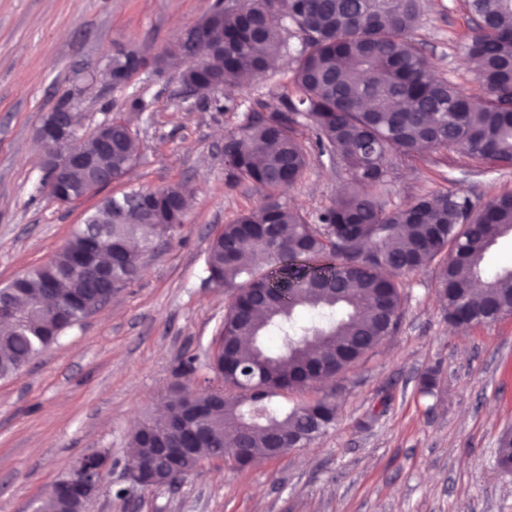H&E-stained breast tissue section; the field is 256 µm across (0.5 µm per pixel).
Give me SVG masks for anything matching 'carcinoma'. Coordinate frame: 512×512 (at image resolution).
I'll list each match as a JSON object with an SVG mask.
<instances>
[{
    "instance_id": "obj_1",
    "label": "carcinoma",
    "mask_w": 512,
    "mask_h": 512,
    "mask_svg": "<svg viewBox=\"0 0 512 512\" xmlns=\"http://www.w3.org/2000/svg\"><path fill=\"white\" fill-rule=\"evenodd\" d=\"M474 19L464 43L477 63L487 94L474 100L453 82L430 73L421 47L409 38L421 16L420 0H215L214 27L203 57L188 63L203 85L224 89L213 108L234 111L244 101L233 90L263 74L268 47L294 59L289 88L272 112L253 117L224 136V171L230 185L250 184L262 204L224 225L210 241L205 271L231 292L218 348L215 373L229 368L243 382L262 379L268 388L249 393L238 386L199 391L192 379L194 358L181 361L186 381L177 386L180 409L152 417L130 437L128 465L152 477L163 469L149 439L181 445L178 422L192 408H209L205 434L179 468L166 475L180 485L200 462L243 448L233 467H249L258 454L276 458L324 434L336 421V406L317 398L278 415L268 398L303 389L359 362L396 326L402 306L400 278L434 267L435 288L450 320L494 322L512 312V269L484 279L489 248L512 234V194L481 206L457 191L431 192L411 203L385 209L386 155L412 156L456 148L469 155L512 166V0H467ZM298 40L293 47L290 39ZM139 71L130 54H112V89H123ZM310 123L320 154L341 157L351 189L307 221L279 192L301 181L309 163L295 128ZM112 138L125 148L110 154L92 136L75 135L67 145L92 159L83 170H62L77 197L100 192L98 174L110 168L123 178L132 167L134 140L125 123L112 119ZM185 199L180 185L132 190L103 198L44 264L18 274L17 316L0 333V379L20 372L56 344L87 315L70 310L79 295L88 311L107 302L95 276L76 267L79 254L112 248L116 293L139 275L142 255L121 252L138 240L151 250L181 224ZM251 244L242 261L240 243ZM492 290L474 301V289ZM274 291L264 306L252 305L254 290ZM306 311L327 323L307 325ZM282 340L281 352L265 345ZM249 339L242 350L241 339ZM234 431L227 432L229 426ZM497 463L512 470V433L501 436Z\"/></svg>"
}]
</instances>
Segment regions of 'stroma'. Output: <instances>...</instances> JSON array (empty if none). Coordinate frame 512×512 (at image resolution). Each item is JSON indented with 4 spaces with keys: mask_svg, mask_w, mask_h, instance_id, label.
I'll use <instances>...</instances> for the list:
<instances>
[{
    "mask_svg": "<svg viewBox=\"0 0 512 512\" xmlns=\"http://www.w3.org/2000/svg\"><path fill=\"white\" fill-rule=\"evenodd\" d=\"M212 2L0 0V286L46 262L97 202L47 195L35 128L117 48L137 49L146 67L126 89H102L75 106L79 134L119 117L135 139L131 173L105 195L171 183L197 190L182 225L135 282L19 374L0 379V512H37L47 488L92 453L108 454L112 468L88 512H512V472L495 458L500 435L512 429V314L450 332L430 268L403 277L399 322L361 361L271 397L286 412L334 395L336 422L310 445L243 470L210 460L172 489L130 481V434L165 406L181 360L196 357V388L221 384L205 363L228 296L206 284L205 254L224 224L262 202L249 185L228 186L224 136L276 107L293 68L279 54L236 89L244 104L227 113L185 96L178 70L157 74L154 58ZM421 3L412 37L434 73L483 96L462 50L473 25L464 0ZM133 94L143 110L129 108ZM296 137L310 151L309 167L284 197L311 218L346 187L348 173L341 160L319 155L312 125L297 127ZM389 161L390 210L426 192L453 189L479 204L512 192V167L454 149L393 153ZM430 370L437 388L428 397L419 389Z\"/></svg>",
    "mask_w": 512,
    "mask_h": 512,
    "instance_id": "stroma-1",
    "label": "stroma"
}]
</instances>
